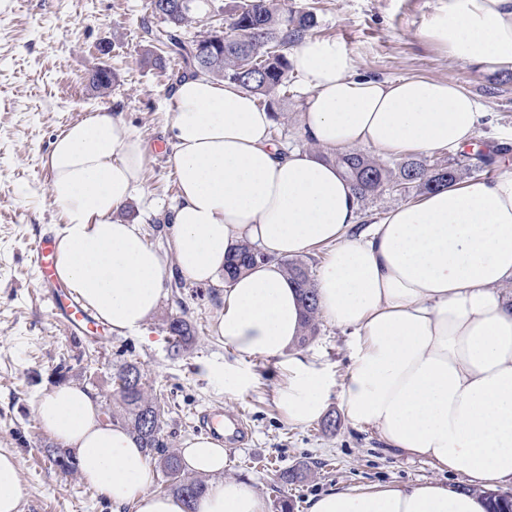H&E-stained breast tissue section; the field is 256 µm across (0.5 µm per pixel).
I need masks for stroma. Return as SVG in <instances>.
Listing matches in <instances>:
<instances>
[{
  "label": "stroma",
  "mask_w": 512,
  "mask_h": 512,
  "mask_svg": "<svg viewBox=\"0 0 512 512\" xmlns=\"http://www.w3.org/2000/svg\"><path fill=\"white\" fill-rule=\"evenodd\" d=\"M280 7L311 10L316 34L336 39L356 59L361 74L380 79L422 75L461 83L480 98L485 115L465 152L435 151L431 157L459 168L462 180L490 179L512 170V71L461 65L422 39L420 31L438 0H277ZM148 0H0V449L15 452L23 489L22 512H112L107 498L79 470L50 461L55 440L41 425L40 396L60 384L91 388L99 404L112 400V378L127 362L141 367L153 392L165 400L164 435L171 451L197 436L196 418L211 407L241 412L249 430L242 447L225 449L224 474L247 481L277 512L288 500L294 512L329 489L448 481V474L402 450L387 447L370 427L353 426L337 398L326 418L299 427L288 424L275 404L284 381L280 358L240 362L250 386L224 383L225 364L236 361L215 335L224 306L223 284L187 282L169 246L168 217L178 203V182L169 157L171 94L179 63H146L153 44L145 27H161ZM100 69L115 75L110 95L90 86ZM111 106L147 146L143 190L125 207L145 243L165 266L162 298L143 333H117L101 324L98 342L70 336L40 297L29 246L40 234L58 232L61 214L50 195L45 164L54 139L93 109ZM305 97L297 79L287 95L274 96L271 138L305 151L316 146L301 130ZM492 152L494 163L476 167L470 156ZM184 317L192 336L174 350L165 329L168 316ZM319 332L300 350L334 379L349 365V332L319 319ZM304 469L305 477L281 485L279 472Z\"/></svg>",
  "instance_id": "35a3bbf8"
}]
</instances>
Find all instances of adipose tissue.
<instances>
[{
    "label": "adipose tissue",
    "instance_id": "obj_1",
    "mask_svg": "<svg viewBox=\"0 0 512 512\" xmlns=\"http://www.w3.org/2000/svg\"><path fill=\"white\" fill-rule=\"evenodd\" d=\"M423 37L466 65L512 70V0H439ZM310 98L302 129L324 153L460 150L483 115L462 85L422 76L362 75L333 39L290 55ZM172 162L180 199L171 246L187 278L214 283L235 247L265 259L224 292L215 326L240 357H283L276 404L305 426L328 407L326 369L292 349L302 331L297 289L282 261L331 246L315 289L324 317L351 330L350 365L337 394L353 426L470 484L333 489L309 512H486L477 491L512 484V171L395 206L359 228L353 185L323 156L278 148L271 112L234 83L188 77L173 88ZM146 148L110 107L72 123L46 158L62 216L59 279L119 333L141 331L162 296L164 266L136 224L118 212L141 190ZM112 512H268L250 485L224 475V450L185 441V466L207 476L194 506L150 492V464L127 430L100 421L89 391L61 385L36 409Z\"/></svg>",
    "mask_w": 512,
    "mask_h": 512
}]
</instances>
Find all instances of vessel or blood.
I'll use <instances>...</instances> for the list:
<instances>
[{
	"label": "vessel or blood",
	"mask_w": 512,
	"mask_h": 512,
	"mask_svg": "<svg viewBox=\"0 0 512 512\" xmlns=\"http://www.w3.org/2000/svg\"><path fill=\"white\" fill-rule=\"evenodd\" d=\"M56 241L54 236H39L31 247V261L37 271L42 298L48 309L60 315L71 335H84V326L92 319L69 292L63 291L55 273ZM199 427L216 439L232 445L244 442L248 430L240 415L224 414L220 409L205 410L199 416Z\"/></svg>",
	"instance_id": "vessel-or-blood-1"
}]
</instances>
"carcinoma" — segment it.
Wrapping results in <instances>:
<instances>
[{"label":"carcinoma","mask_w":512,"mask_h":512,"mask_svg":"<svg viewBox=\"0 0 512 512\" xmlns=\"http://www.w3.org/2000/svg\"><path fill=\"white\" fill-rule=\"evenodd\" d=\"M202 0H151L152 14L163 19L166 28L148 30L155 42L178 54L184 63L182 75H209L228 80L241 89L262 98H270L288 89V50L307 38L316 26L310 11L280 9L272 0H235L225 11L224 30L214 29L186 41L183 27L195 20ZM332 160L353 182L365 199L385 190L403 188V192L426 194L456 182L457 168L448 164L429 165L414 157L384 162L364 151L336 153ZM261 257L258 250L243 244L227 259L224 284L231 282ZM291 282L298 288L303 308V333L306 342L317 333V305L314 282L299 259L283 261ZM172 348H182L191 334L188 322L180 316L166 320ZM113 397L119 409L108 408L109 421L133 436L148 456L159 461L167 477L166 489L182 497L187 506L204 492L205 481L184 476L180 458L170 451L163 435L164 406L158 395L145 389L143 373L132 362L124 363L113 377ZM489 512H512V494L486 491Z\"/></svg>","instance_id":"obj_1"}]
</instances>
